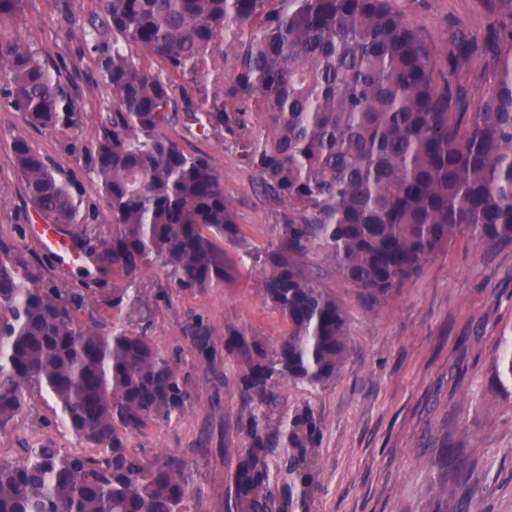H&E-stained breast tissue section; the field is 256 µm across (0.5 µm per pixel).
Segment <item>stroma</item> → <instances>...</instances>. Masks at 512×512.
Returning <instances> with one entry per match:
<instances>
[{
	"mask_svg": "<svg viewBox=\"0 0 512 512\" xmlns=\"http://www.w3.org/2000/svg\"><path fill=\"white\" fill-rule=\"evenodd\" d=\"M395 7L439 59L457 33L481 40L489 22L482 0H395ZM98 0H23L0 32L25 37L51 72L64 78L84 120L76 129L34 128L23 112L0 103V239L25 246L45 280L90 286L105 321L151 336L180 359L190 400L171 417L154 416L123 433L126 452L145 466L181 471L188 512H236L235 476L252 464L273 492L269 512H512V381L498 371V346L512 337V246L497 249L461 232L414 276L371 301L322 256L301 259L316 284L342 305L348 352L333 381L309 386L276 379L274 396L246 392L251 361H271L288 332L261 295L251 254L272 243L286 202L264 193L223 131H200L186 108L207 107L219 84L212 64L174 75L176 120L163 132L184 153L206 158L224 181L245 240L225 244L234 267L224 287L173 285L159 267L135 284L101 276L92 259L66 263L37 237L41 220L11 165V142L29 144L80 191L81 216L104 233L112 214L88 164L112 96L81 32ZM257 341L244 355L229 336ZM50 395L0 431V458L20 460L44 441L72 453L85 446L60 425ZM315 452V483L285 471L292 446Z\"/></svg>",
	"mask_w": 512,
	"mask_h": 512,
	"instance_id": "35a3bbf8",
	"label": "stroma"
}]
</instances>
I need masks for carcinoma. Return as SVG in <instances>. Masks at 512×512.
<instances>
[{
    "instance_id": "obj_1",
    "label": "carcinoma",
    "mask_w": 512,
    "mask_h": 512,
    "mask_svg": "<svg viewBox=\"0 0 512 512\" xmlns=\"http://www.w3.org/2000/svg\"><path fill=\"white\" fill-rule=\"evenodd\" d=\"M84 30L112 92L89 169L112 214V235L81 227L98 270L137 279L155 264L181 288H222L233 276L224 243L239 244L224 182L208 160L185 154L162 129L176 118L174 86L135 64L134 46L185 74L224 35L231 72L193 120L234 139L261 187L288 202L276 243L251 256L262 297L288 324L273 360L253 363L246 389L269 381L336 378L348 345L336 298L297 258L321 253L378 300L417 273L459 232L512 245V0H484L482 42L459 34L448 67L389 0H99ZM492 57V86L471 107L460 84L468 58ZM0 99L29 125L77 128L68 85L19 38L0 36ZM11 162L37 214L79 223L72 186L20 134ZM512 381V341L499 348ZM45 388L60 423L93 455L51 442L0 459V512H184L172 466L144 467L121 431L181 408L189 394L177 362L144 335L108 330L90 293L44 281L31 253L0 241V430ZM242 512H266L263 477L238 471Z\"/></svg>"
}]
</instances>
